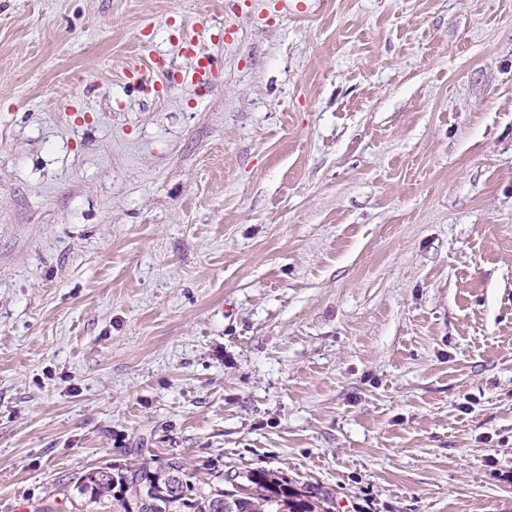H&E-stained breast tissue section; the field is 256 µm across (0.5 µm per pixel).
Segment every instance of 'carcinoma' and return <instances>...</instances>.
<instances>
[{"label":"carcinoma","mask_w":512,"mask_h":512,"mask_svg":"<svg viewBox=\"0 0 512 512\" xmlns=\"http://www.w3.org/2000/svg\"><path fill=\"white\" fill-rule=\"evenodd\" d=\"M174 480L178 487L159 496L160 485ZM248 484L232 490L214 481L197 485L186 480L184 466L176 459L155 467L144 460L133 466L98 467L75 481L78 498L88 504L112 501L120 512H334L331 493L320 488H296L273 473L255 471Z\"/></svg>","instance_id":"carcinoma-1"}]
</instances>
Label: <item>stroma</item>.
<instances>
[{
	"label": "stroma",
	"mask_w": 512,
	"mask_h": 512,
	"mask_svg": "<svg viewBox=\"0 0 512 512\" xmlns=\"http://www.w3.org/2000/svg\"><path fill=\"white\" fill-rule=\"evenodd\" d=\"M144 458L512 512V0H0V512ZM180 51L183 55L193 58L194 68L188 74L171 73L166 69V60L163 56L157 54H149L148 67L152 70L162 73L165 76V85L162 87L171 88L172 86L183 83L185 80L206 84L209 82L211 75L215 73L218 61L215 57L207 54L198 53L194 38H181Z\"/></svg>",
	"instance_id": "obj_1"
}]
</instances>
